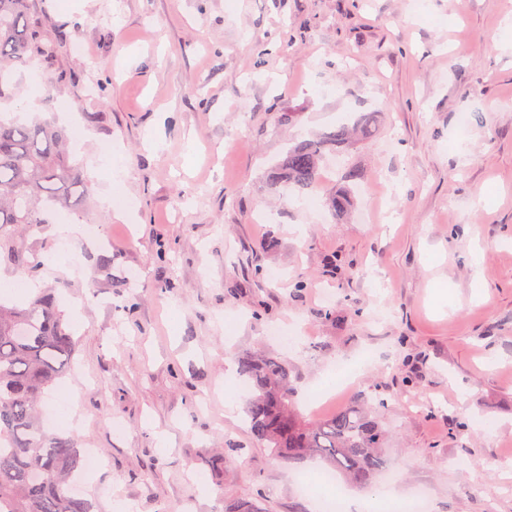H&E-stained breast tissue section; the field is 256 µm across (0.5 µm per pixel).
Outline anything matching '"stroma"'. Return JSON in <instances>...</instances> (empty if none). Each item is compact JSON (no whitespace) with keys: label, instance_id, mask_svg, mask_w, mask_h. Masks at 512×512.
<instances>
[{"label":"stroma","instance_id":"35a3bbf8","mask_svg":"<svg viewBox=\"0 0 512 512\" xmlns=\"http://www.w3.org/2000/svg\"><path fill=\"white\" fill-rule=\"evenodd\" d=\"M35 12L66 82L47 100L45 71L20 69L0 115L51 113L83 135L81 214L24 246L63 256L32 283L62 288L75 341L42 407L74 390L78 419L54 429L101 454L83 487L99 512L239 500L320 512L298 480L321 463L272 458L227 392L242 351L283 353L304 416L379 404L392 433L379 489L424 491L428 512H512V0H35ZM368 112L377 136L327 155L318 189H269L289 146ZM348 167L361 191L338 218L329 197ZM85 219L98 237L62 251L64 225ZM274 326L297 344L281 349ZM340 363L346 384L311 405ZM228 441L243 447L229 463Z\"/></svg>","mask_w":512,"mask_h":512}]
</instances>
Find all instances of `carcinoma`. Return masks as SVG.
<instances>
[{
    "instance_id": "cac0c4a2",
    "label": "carcinoma",
    "mask_w": 512,
    "mask_h": 512,
    "mask_svg": "<svg viewBox=\"0 0 512 512\" xmlns=\"http://www.w3.org/2000/svg\"><path fill=\"white\" fill-rule=\"evenodd\" d=\"M29 12L28 0H0V98L8 95L5 72L36 57L54 64L55 51ZM377 125L378 114L369 112L357 126L339 125L293 145L268 172L269 187L316 189L325 152L341 153L355 137H373ZM70 139V131L49 119L0 120V259L32 278L41 260L14 242L15 229L40 231L54 223L60 208L79 212L87 192L82 163L65 152ZM359 176L349 171L336 189V216L353 207L351 183ZM74 351L55 292L41 293L22 308L0 303V512H95L92 502L72 491L84 457L73 438L48 429L39 410L41 395L70 369ZM237 371L251 390L245 425L274 457L289 463L319 458L360 487L386 470L388 436L377 412L353 406L322 419L304 418L289 387L292 368L272 352L240 355Z\"/></svg>"
}]
</instances>
